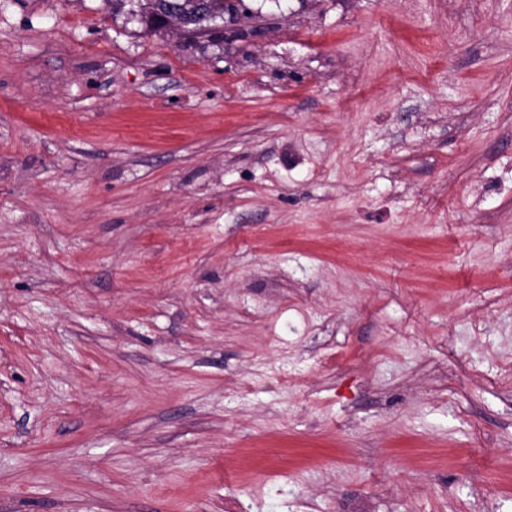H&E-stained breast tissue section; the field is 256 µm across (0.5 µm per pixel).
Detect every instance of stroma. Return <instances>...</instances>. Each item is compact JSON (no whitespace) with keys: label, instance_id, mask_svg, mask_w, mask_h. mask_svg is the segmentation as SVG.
Instances as JSON below:
<instances>
[{"label":"stroma","instance_id":"stroma-1","mask_svg":"<svg viewBox=\"0 0 512 512\" xmlns=\"http://www.w3.org/2000/svg\"><path fill=\"white\" fill-rule=\"evenodd\" d=\"M0 0V512H512V0ZM192 21L191 13L187 11H173L162 15L160 22L163 28L177 30L185 38L208 36L216 29L215 27H189Z\"/></svg>","mask_w":512,"mask_h":512}]
</instances>
